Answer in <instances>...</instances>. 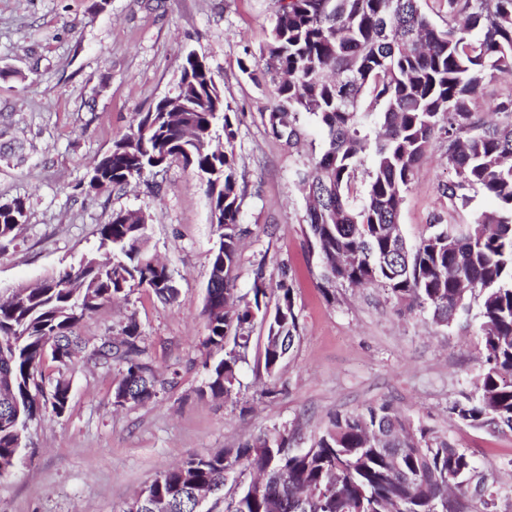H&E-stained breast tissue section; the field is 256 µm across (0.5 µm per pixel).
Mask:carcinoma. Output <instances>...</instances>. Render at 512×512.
<instances>
[{
  "label": "carcinoma",
  "instance_id": "cac0c4a2",
  "mask_svg": "<svg viewBox=\"0 0 512 512\" xmlns=\"http://www.w3.org/2000/svg\"><path fill=\"white\" fill-rule=\"evenodd\" d=\"M269 41L261 52L276 82L279 103L267 125L277 139L297 137V116H314L326 149L306 172L303 232L316 258L320 287L334 301L336 284L382 287L408 309L449 326L480 299L483 357L470 392L449 413L458 422L512 432V94L492 106L493 126L472 111L484 80L512 77V0H446L448 28L438 27L421 0H276ZM183 108L165 111L158 100L141 112L112 149L88 168L89 192L123 188L172 162L191 168L205 186L219 243L211 255L203 315L205 345L224 357L204 363L202 392L225 400L239 395L255 321L265 329L264 369L278 393L279 367L300 336L299 312L287 271L274 305L267 301L263 264L251 295L234 291L233 271L244 232L236 165V129L230 105L212 72L188 54L177 83ZM380 107L383 133L363 131L364 103ZM445 139L457 175L444 193L466 205L481 191L497 206L465 225H428L408 246L399 215L416 168L433 140ZM370 161L368 181L357 172ZM20 199L0 203V243L26 222ZM149 223L140 211L112 212L99 229L98 250L34 286L0 300V476L19 462L29 423L43 412L64 415L68 384L45 376L46 358L68 367L86 349L74 335L79 322L104 305L145 286L164 303L177 288L149 247ZM135 322L119 341H104L90 357L119 366L115 404L129 395L142 405L165 381L144 358ZM212 491L215 512H484L498 489L473 455L383 402L337 413L307 448L293 447L288 428L250 436L235 448L195 456L158 474L146 489L142 512L164 498L166 512H195L197 489Z\"/></svg>",
  "mask_w": 512,
  "mask_h": 512
}]
</instances>
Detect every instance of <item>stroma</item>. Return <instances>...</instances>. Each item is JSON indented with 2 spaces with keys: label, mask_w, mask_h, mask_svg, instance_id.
Masks as SVG:
<instances>
[{
  "label": "stroma",
  "mask_w": 512,
  "mask_h": 512,
  "mask_svg": "<svg viewBox=\"0 0 512 512\" xmlns=\"http://www.w3.org/2000/svg\"><path fill=\"white\" fill-rule=\"evenodd\" d=\"M275 0H0V203L21 198L27 220L0 250V296L96 254L98 229L113 211L149 217V246L179 290L160 302L132 286L125 302L84 317L76 332L88 346L140 326L145 356L175 377L144 405L116 406L118 369L79 358L63 375L71 398L63 416L31 422L21 461L0 476V512H122L156 475L196 455L237 447L248 436L288 426L309 447L331 415L384 401L414 425L451 438L473 454L502 490L498 512H512V434L474 429L448 414L469 392L482 356L477 312L451 327L408 312L380 287H337L328 302L302 232L306 202L296 173L321 157L325 135L301 117V140L288 146L266 126L276 91L240 63L265 46ZM195 52L238 115L236 153L242 189L238 294L264 263L269 285L289 265L300 339L283 363V394H261L265 330L255 324L236 402L204 395L202 314L217 243L204 187L175 162L120 191L86 193L93 160L126 133L138 113L174 90L183 57ZM446 145L436 142L401 207L399 224L417 242L434 219L468 224L491 209L482 192L452 204Z\"/></svg>",
  "instance_id": "obj_1"
}]
</instances>
